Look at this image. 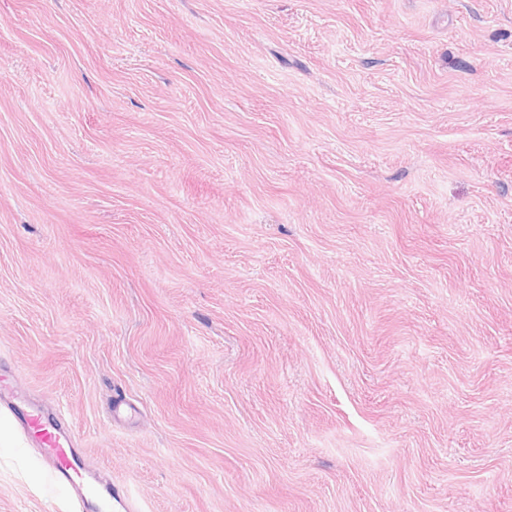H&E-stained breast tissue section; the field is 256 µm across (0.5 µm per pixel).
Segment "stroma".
<instances>
[{"instance_id": "obj_1", "label": "stroma", "mask_w": 512, "mask_h": 512, "mask_svg": "<svg viewBox=\"0 0 512 512\" xmlns=\"http://www.w3.org/2000/svg\"><path fill=\"white\" fill-rule=\"evenodd\" d=\"M0 369L140 512H512V0H0Z\"/></svg>"}]
</instances>
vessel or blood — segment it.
<instances>
[{
	"instance_id": "b4317fda",
	"label": "vessel or blood",
	"mask_w": 512,
	"mask_h": 512,
	"mask_svg": "<svg viewBox=\"0 0 512 512\" xmlns=\"http://www.w3.org/2000/svg\"><path fill=\"white\" fill-rule=\"evenodd\" d=\"M13 395L12 387L5 383L0 385V399L9 398V410L22 422L33 443L40 448L53 485L65 488L87 504L104 505L112 501L122 512H136L135 501L128 491L100 483L88 469L84 456L70 446L65 433L50 422L39 408L15 402Z\"/></svg>"
}]
</instances>
